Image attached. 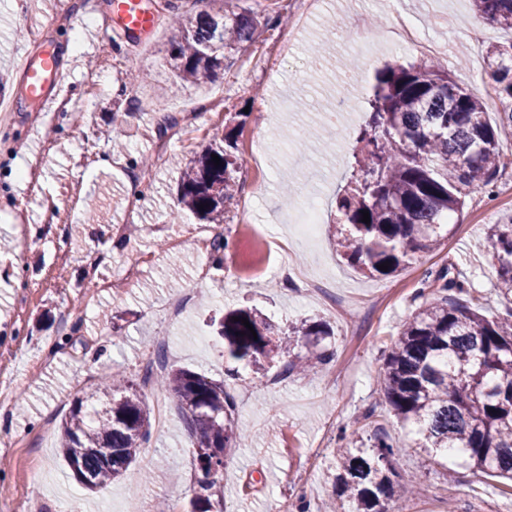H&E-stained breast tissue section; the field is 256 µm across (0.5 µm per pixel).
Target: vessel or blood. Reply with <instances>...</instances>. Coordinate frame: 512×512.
<instances>
[{
  "instance_id": "1",
  "label": "vessel or blood",
  "mask_w": 512,
  "mask_h": 512,
  "mask_svg": "<svg viewBox=\"0 0 512 512\" xmlns=\"http://www.w3.org/2000/svg\"><path fill=\"white\" fill-rule=\"evenodd\" d=\"M156 26L154 15L143 8L142 0H112L109 13L101 19L98 33L117 40H129L141 33L154 31ZM20 72L27 96L41 110L54 107L67 76L57 57L41 49L27 51Z\"/></svg>"
}]
</instances>
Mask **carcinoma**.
<instances>
[{
	"mask_svg": "<svg viewBox=\"0 0 512 512\" xmlns=\"http://www.w3.org/2000/svg\"><path fill=\"white\" fill-rule=\"evenodd\" d=\"M485 22L512 30V0H473ZM280 21L263 20L249 8H227L208 0L195 14L172 15L174 35L165 59L181 85L213 80L224 60L240 52L262 29ZM365 124L359 129L357 166L336 196L335 225L342 256L368 277L389 276L418 253L432 252L453 232L467 195L491 192L503 167L500 143L512 135V40L486 53L485 82L498 103V121L486 118L484 98L459 86L434 61L386 65L375 71ZM228 136L210 143L181 168L179 204L203 220L224 222V204L241 166ZM220 158L216 166L213 156ZM204 209H199V206ZM369 212L370 222L362 221ZM486 260L496 269V292L504 306L496 317L482 313L462 272H435L430 292L396 335L385 343L381 392L393 414L410 423L414 447L427 452H458L491 477L512 481V215L493 225ZM389 263L388 270L378 266ZM248 320V329L242 320ZM224 357L265 375L277 359L301 343L319 344L329 335L325 321L304 319L282 330L263 314L239 309L221 322ZM332 357L310 350L284 365L305 360L314 370ZM171 392L183 411L194 448L198 492L190 512H224L220 486L209 480L228 463L230 450L247 440L236 417L226 381L184 368H169L162 353L145 369L142 383L105 380L99 408L74 400L61 424L58 451L74 478L91 492L119 480L137 459L151 430L142 386ZM403 448L371 424L361 428L330 460L334 512H389L393 460Z\"/></svg>",
	"mask_w": 512,
	"mask_h": 512,
	"instance_id": "carcinoma-1",
	"label": "carcinoma"
}]
</instances>
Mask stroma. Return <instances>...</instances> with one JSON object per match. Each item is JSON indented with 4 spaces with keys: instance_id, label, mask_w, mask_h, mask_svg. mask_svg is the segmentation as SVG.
Instances as JSON below:
<instances>
[{
    "instance_id": "obj_1",
    "label": "stroma",
    "mask_w": 512,
    "mask_h": 512,
    "mask_svg": "<svg viewBox=\"0 0 512 512\" xmlns=\"http://www.w3.org/2000/svg\"><path fill=\"white\" fill-rule=\"evenodd\" d=\"M157 19L138 42L95 39L111 0H0V74L15 111L0 114V512H187L196 475L180 410L150 439L121 482L88 492L57 453L59 427L75 397L90 398L115 371L140 380L156 349L167 362L225 378L230 364L214 319L250 307L288 327L321 317L333 334V360L317 373L267 377L239 372L230 392L253 441L235 449L221 483L226 512H269L271 500L297 512H320L331 493L326 467L342 435L373 411L376 426L402 446L392 512H512V484L448 465L412 448L406 427L378 390L383 342L414 310L430 271L455 265L482 298L501 311L496 271L478 256L488 230L512 212V136L493 196L472 193L452 235L417 254L395 276L371 279L337 252L336 194L350 181L355 133L365 121L374 73L384 63L433 59L462 86L490 96L473 53L449 22H476L472 0H322L296 35L294 53L271 62L279 33L292 27L287 0H230L280 16L224 63L215 82L175 84L163 49L172 8L193 13L199 0H143ZM412 23L430 51L377 42L362 57L349 32L397 19ZM344 29H337L336 21ZM54 51L69 75L55 111H39L15 77L34 42ZM360 66L347 112H318L346 63ZM270 133L266 180L238 172V191L224 221L186 213L172 219L179 168L231 134L244 156L251 134ZM316 171L323 199L314 245L299 246L281 198L283 180L300 187L299 161ZM98 216L87 221L89 205ZM227 239L226 266L213 270L210 243ZM288 264L323 285L321 300L281 287L270 268Z\"/></svg>"
}]
</instances>
